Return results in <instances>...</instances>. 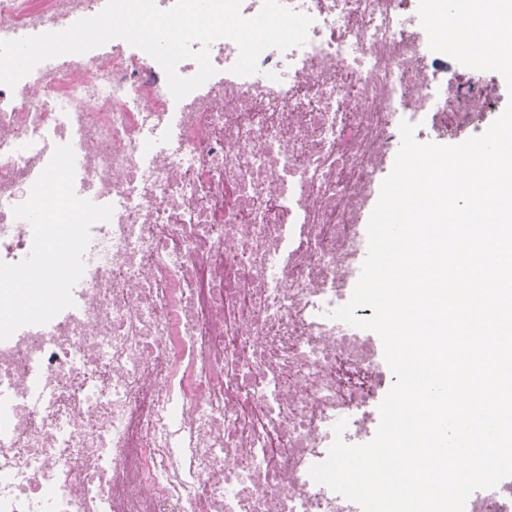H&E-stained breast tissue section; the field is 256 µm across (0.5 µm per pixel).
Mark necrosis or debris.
Segmentation results:
<instances>
[{"label":"necrosis or debris","instance_id":"4bbe7bcc","mask_svg":"<svg viewBox=\"0 0 512 512\" xmlns=\"http://www.w3.org/2000/svg\"><path fill=\"white\" fill-rule=\"evenodd\" d=\"M104 0H0V40L69 28ZM419 0H281L303 46L182 100L114 39L0 84V262L32 248L25 202L56 147L94 223L74 307L0 341V512H361L315 482L361 445L396 378L331 319L364 262L363 220L401 146L495 116L494 75L434 56Z\"/></svg>","mask_w":512,"mask_h":512}]
</instances>
